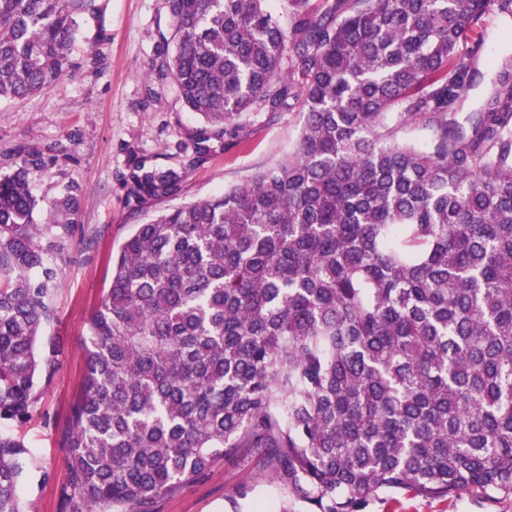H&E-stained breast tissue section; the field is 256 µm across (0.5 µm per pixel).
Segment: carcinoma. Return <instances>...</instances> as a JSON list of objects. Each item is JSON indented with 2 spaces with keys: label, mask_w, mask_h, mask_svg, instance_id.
Here are the masks:
<instances>
[{
  "label": "carcinoma",
  "mask_w": 512,
  "mask_h": 512,
  "mask_svg": "<svg viewBox=\"0 0 512 512\" xmlns=\"http://www.w3.org/2000/svg\"><path fill=\"white\" fill-rule=\"evenodd\" d=\"M168 0L148 67L200 116L179 167L135 158L127 204L179 196L248 112L297 104L276 167L140 224L112 257L61 445L58 512H156L262 448L284 505L362 512L388 490L512 494V53L480 25L512 0ZM96 0H0V99L68 74ZM485 84L470 111L467 93ZM429 133L423 148L399 134ZM27 154L0 178V421L59 366L54 257L80 210L43 204ZM42 210L47 221L36 222ZM31 451L0 433V512Z\"/></svg>",
  "instance_id": "obj_1"
}]
</instances>
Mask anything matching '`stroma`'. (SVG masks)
Listing matches in <instances>:
<instances>
[{"label": "stroma", "mask_w": 512, "mask_h": 512, "mask_svg": "<svg viewBox=\"0 0 512 512\" xmlns=\"http://www.w3.org/2000/svg\"><path fill=\"white\" fill-rule=\"evenodd\" d=\"M176 44L167 0H97L96 12L80 18L72 72L33 96L0 101V176L36 151L47 162L32 184L37 198L51 200L70 183L82 193L78 221L56 257V316L44 331L61 348L60 366L41 386L27 423L0 422V433L21 437L34 455L19 488L24 512H57L67 480L61 434L82 393L83 341L110 281V255L137 225L161 212L213 197L256 170L276 166L300 131L298 109L273 117L249 113L242 139L190 169L178 197L131 214L124 188L131 158L180 165L188 134L198 124L172 79L146 74ZM283 498L253 450L216 464L202 479L161 499L158 512H280ZM365 512H512V496L488 499L463 491L428 498L393 491Z\"/></svg>", "instance_id": "stroma-1"}]
</instances>
